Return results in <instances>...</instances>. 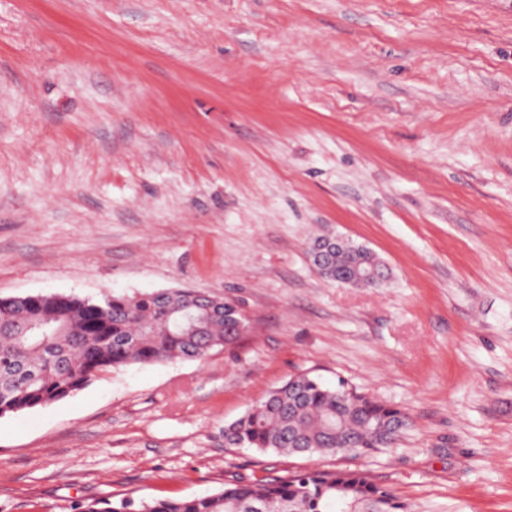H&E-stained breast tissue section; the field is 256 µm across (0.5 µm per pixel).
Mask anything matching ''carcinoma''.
<instances>
[{
  "mask_svg": "<svg viewBox=\"0 0 512 512\" xmlns=\"http://www.w3.org/2000/svg\"><path fill=\"white\" fill-rule=\"evenodd\" d=\"M310 250L318 274L349 285L354 265L383 268L368 249ZM249 319L235 302L192 289L101 300L62 293L0 299V416L62 400L95 378L131 364L203 361L232 345ZM402 412L344 382L331 388L299 372L224 426V446L327 455L390 448ZM70 512H412L361 470H306L284 477L235 475L224 489L180 499H78Z\"/></svg>",
  "mask_w": 512,
  "mask_h": 512,
  "instance_id": "carcinoma-1",
  "label": "carcinoma"
}]
</instances>
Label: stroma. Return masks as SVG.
<instances>
[{
    "label": "stroma",
    "instance_id": "obj_1",
    "mask_svg": "<svg viewBox=\"0 0 512 512\" xmlns=\"http://www.w3.org/2000/svg\"><path fill=\"white\" fill-rule=\"evenodd\" d=\"M340 235L390 278H322ZM190 288L251 326L0 417V512L362 469L413 512H512V0H0V298ZM307 371L396 445L224 426Z\"/></svg>",
    "mask_w": 512,
    "mask_h": 512
}]
</instances>
